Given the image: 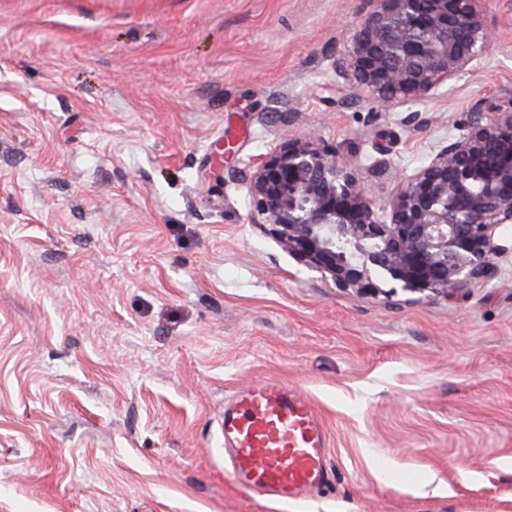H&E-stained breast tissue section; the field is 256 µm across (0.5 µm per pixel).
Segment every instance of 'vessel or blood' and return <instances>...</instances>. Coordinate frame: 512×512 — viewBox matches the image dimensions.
<instances>
[{
  "instance_id": "b4317fda",
  "label": "vessel or blood",
  "mask_w": 512,
  "mask_h": 512,
  "mask_svg": "<svg viewBox=\"0 0 512 512\" xmlns=\"http://www.w3.org/2000/svg\"><path fill=\"white\" fill-rule=\"evenodd\" d=\"M224 464L231 481L274 502L313 499L330 480L328 438L312 402L266 380L224 405Z\"/></svg>"
}]
</instances>
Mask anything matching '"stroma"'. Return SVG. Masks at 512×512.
I'll return each mask as SVG.
<instances>
[{"label":"stroma","mask_w":512,"mask_h":512,"mask_svg":"<svg viewBox=\"0 0 512 512\" xmlns=\"http://www.w3.org/2000/svg\"><path fill=\"white\" fill-rule=\"evenodd\" d=\"M370 0H0V512H512V227L456 300L335 287L250 221L253 159L314 131L378 200L512 103V0L426 98L338 93ZM329 442L320 495L224 474L237 389Z\"/></svg>","instance_id":"35a3bbf8"}]
</instances>
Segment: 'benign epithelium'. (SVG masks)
Listing matches in <instances>:
<instances>
[{
    "instance_id": "1",
    "label": "benign epithelium",
    "mask_w": 512,
    "mask_h": 512,
    "mask_svg": "<svg viewBox=\"0 0 512 512\" xmlns=\"http://www.w3.org/2000/svg\"><path fill=\"white\" fill-rule=\"evenodd\" d=\"M336 59V90L408 103L480 68L482 0H371ZM252 223L338 288L382 283L448 300L496 272L497 234L512 224V103L472 112L467 133L400 181L381 204L351 164L315 135L288 136L250 165Z\"/></svg>"
}]
</instances>
